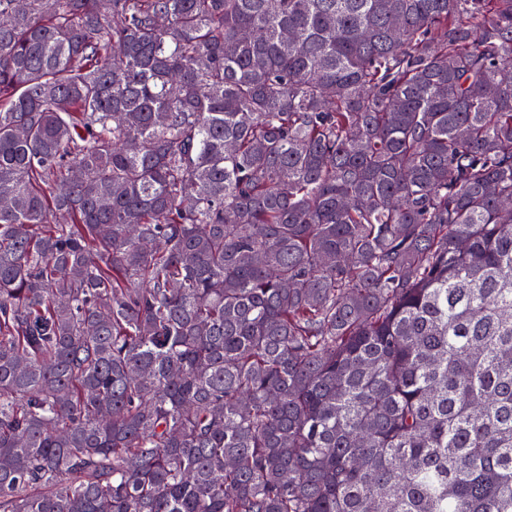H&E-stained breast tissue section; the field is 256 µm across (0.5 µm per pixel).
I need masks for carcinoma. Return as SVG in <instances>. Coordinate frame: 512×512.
<instances>
[{
    "mask_svg": "<svg viewBox=\"0 0 512 512\" xmlns=\"http://www.w3.org/2000/svg\"><path fill=\"white\" fill-rule=\"evenodd\" d=\"M512 0H0V512H512Z\"/></svg>",
    "mask_w": 512,
    "mask_h": 512,
    "instance_id": "1",
    "label": "carcinoma"
}]
</instances>
